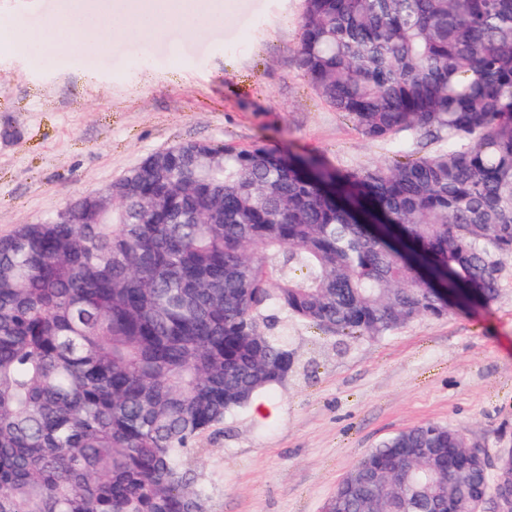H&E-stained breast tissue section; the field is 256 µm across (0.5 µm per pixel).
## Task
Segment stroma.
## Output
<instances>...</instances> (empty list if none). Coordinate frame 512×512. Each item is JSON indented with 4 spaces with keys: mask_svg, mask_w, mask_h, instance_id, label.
Instances as JSON below:
<instances>
[{
    "mask_svg": "<svg viewBox=\"0 0 512 512\" xmlns=\"http://www.w3.org/2000/svg\"><path fill=\"white\" fill-rule=\"evenodd\" d=\"M72 0H0V237L44 221L181 143L255 144L362 170L448 145L416 131L382 141L307 83L304 0H224L226 22L156 39L84 31L42 40ZM497 298L419 318L380 339L289 321L296 365L262 406L199 437L208 512H323L346 473L388 436L428 422L497 459L512 448V258Z\"/></svg>",
    "mask_w": 512,
    "mask_h": 512,
    "instance_id": "1",
    "label": "stroma"
}]
</instances>
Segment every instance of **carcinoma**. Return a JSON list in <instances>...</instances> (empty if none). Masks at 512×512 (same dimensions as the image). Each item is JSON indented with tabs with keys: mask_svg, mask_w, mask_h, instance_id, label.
Here are the masks:
<instances>
[{
	"mask_svg": "<svg viewBox=\"0 0 512 512\" xmlns=\"http://www.w3.org/2000/svg\"><path fill=\"white\" fill-rule=\"evenodd\" d=\"M299 65L371 140L363 171L265 146L145 163L115 214L0 238V512H206L192 442L284 382L288 329L378 339L491 302L512 257V0H305ZM460 433L369 449L342 512H447ZM494 480L473 470L471 492Z\"/></svg>",
	"mask_w": 512,
	"mask_h": 512,
	"instance_id": "1",
	"label": "carcinoma"
}]
</instances>
